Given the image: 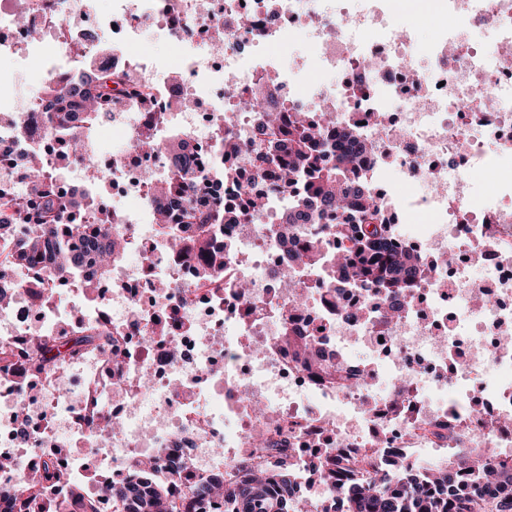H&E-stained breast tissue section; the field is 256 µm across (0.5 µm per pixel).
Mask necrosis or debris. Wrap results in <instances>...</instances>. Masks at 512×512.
I'll use <instances>...</instances> for the list:
<instances>
[{"label":"necrosis or debris","instance_id":"obj_1","mask_svg":"<svg viewBox=\"0 0 512 512\" xmlns=\"http://www.w3.org/2000/svg\"><path fill=\"white\" fill-rule=\"evenodd\" d=\"M433 36L420 43L400 24L391 0H0V61L38 60L44 85L79 80L82 59L124 72L151 92L152 111L188 133L185 151L213 159L217 131L240 146L235 177L215 181L214 198L240 207L262 195V210L224 227V274L199 277L193 262L172 254L158 236L148 187L172 161L146 112L113 94L104 128L123 140L120 157L95 153L111 172L121 202L99 199L98 221L111 211L132 242L98 290V302L59 309L33 302L12 271L0 309V342L23 346L87 324L112 330L111 355L95 353L25 382L0 373V512L8 490L48 455L64 464L66 497L88 481L99 456L112 479L157 455L182 462L183 480L242 466L303 470L327 455L367 456L387 468L441 461L449 438L477 437L497 458L512 456V0H444ZM106 32L111 54L92 37ZM163 35L179 49L177 67L158 70L131 44ZM322 74L305 80L309 69ZM270 78L286 112L337 125H363L382 159L360 173L395 227L397 244L433 260L450 256L441 276L410 289L400 319L381 312L382 296L328 287L304 273L300 290L283 287L288 254L279 240L288 195L255 175L253 144L263 136L258 112H233ZM193 106L184 110L181 98ZM43 96H20L0 82V186L21 185L17 161L28 149L48 164L56 156L45 134ZM27 120L17 139L13 122ZM492 171L494 194L469 172ZM399 183H392V176ZM426 216L408 224V215ZM248 284L239 294V284ZM295 328L324 349L341 377L313 371L281 340ZM120 423L112 434L91 423L99 411Z\"/></svg>","mask_w":512,"mask_h":512}]
</instances>
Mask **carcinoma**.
Instances as JSON below:
<instances>
[{
  "label": "carcinoma",
  "mask_w": 512,
  "mask_h": 512,
  "mask_svg": "<svg viewBox=\"0 0 512 512\" xmlns=\"http://www.w3.org/2000/svg\"><path fill=\"white\" fill-rule=\"evenodd\" d=\"M141 101L147 107L150 94L138 88L129 90L123 78L111 72L87 70L79 83L43 90L50 100L46 113L47 132L58 138L61 158L77 157L92 174V182L102 180L92 162L94 143L90 138L99 123L103 108L110 105L112 91ZM84 102L80 125L70 124L71 98ZM269 129V151L264 160L278 165L281 147L287 148L281 178L293 190V210L282 223L312 218L331 225L336 236V275L352 288L377 289L386 296L384 312L401 313L404 291L413 283L433 276L434 268L405 249L392 245V225L381 216L378 202L357 178V170L370 155L340 153V137L355 139L353 126L340 132L332 123L314 124L298 116L286 122L277 113L265 109ZM215 152L217 160L204 169L189 158L175 161L169 182L156 187L149 205L157 214L162 233L170 236L172 250L201 260L199 275L216 279L224 269V247L220 240L224 225L232 224L242 213L209 200L207 185L214 178H224V130L218 129ZM21 179L30 185L29 195L18 198L0 190V264L22 273L17 286L39 294L60 289L88 267L102 278L112 271L122 251L116 249L121 238H112L119 226L104 216L97 224H79L75 216L87 206V196L66 194L57 179L45 173L42 158L27 154L20 164ZM184 195L185 208L175 217L178 224H192V235L176 234L169 222L168 198ZM43 270L37 279L28 276L35 260ZM112 354V332L89 324L63 338L32 340L20 353L0 342V372H11L26 381L93 353ZM478 448H462L445 466H406L394 464L380 473L362 459L348 463L328 456L313 462L312 474L335 481L340 496L322 506L300 492L296 472L288 467L275 476L244 466L231 482L215 474L176 495L167 481L153 476L148 460L134 463L127 483L103 482L101 492L112 497L116 512H191L194 502L208 495L224 498V512H512V460L505 458L493 469L479 465ZM66 481L64 471L52 459L42 469L13 491V512H71L79 504L81 512H98L97 501L79 487L69 496L51 502L41 497L47 483Z\"/></svg>",
  "instance_id": "cac0c4a2"
}]
</instances>
